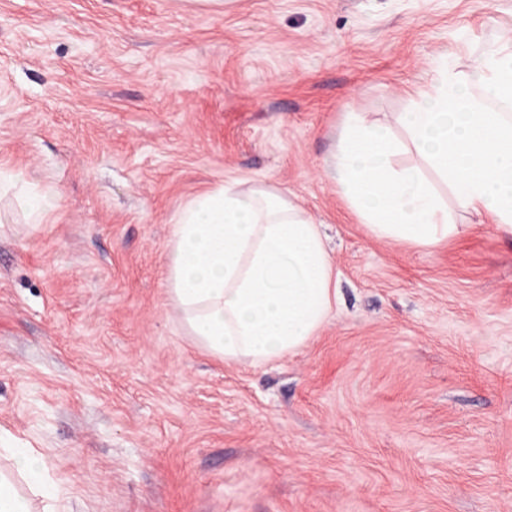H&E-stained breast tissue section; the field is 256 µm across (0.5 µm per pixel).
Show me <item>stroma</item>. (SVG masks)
Masks as SVG:
<instances>
[{
    "label": "stroma",
    "instance_id": "obj_1",
    "mask_svg": "<svg viewBox=\"0 0 512 512\" xmlns=\"http://www.w3.org/2000/svg\"><path fill=\"white\" fill-rule=\"evenodd\" d=\"M512 36V0H0V446L67 512H512V235L371 236L327 160L347 115ZM264 183L319 224L339 301L297 353L224 362L172 305L173 224ZM58 206V196L55 193H47L39 196L35 201L28 203L29 224H42L44 216Z\"/></svg>",
    "mask_w": 512,
    "mask_h": 512
}]
</instances>
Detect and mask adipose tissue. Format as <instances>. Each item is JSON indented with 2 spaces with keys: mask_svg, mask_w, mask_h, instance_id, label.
<instances>
[{
  "mask_svg": "<svg viewBox=\"0 0 512 512\" xmlns=\"http://www.w3.org/2000/svg\"><path fill=\"white\" fill-rule=\"evenodd\" d=\"M404 118L407 146L421 164L394 171L399 146L360 113L339 146L336 181L379 240L432 247L455 230L427 177L457 186V207L512 232V113L489 97L512 95V38L466 77L441 71L415 92ZM171 302L190 336L228 363L262 365L297 351L336 301L335 272L319 225L286 197L258 185L223 184L191 199L173 230ZM0 512L35 508L49 476L26 448L5 451Z\"/></svg>",
  "mask_w": 512,
  "mask_h": 512,
  "instance_id": "obj_1",
  "label": "adipose tissue"
}]
</instances>
